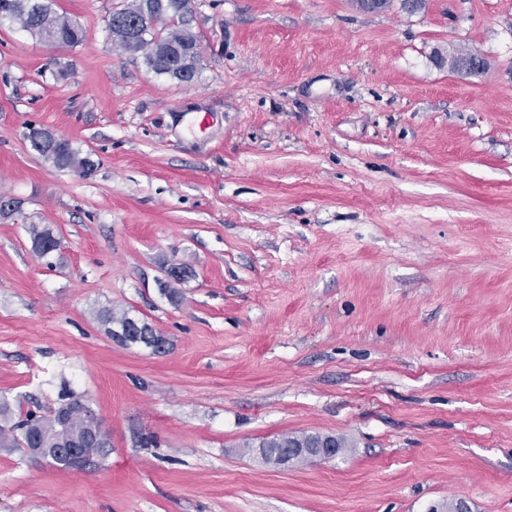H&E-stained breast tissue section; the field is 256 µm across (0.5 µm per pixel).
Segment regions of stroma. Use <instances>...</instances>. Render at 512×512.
<instances>
[{
    "mask_svg": "<svg viewBox=\"0 0 512 512\" xmlns=\"http://www.w3.org/2000/svg\"><path fill=\"white\" fill-rule=\"evenodd\" d=\"M127 2L55 0L74 47L0 24V396L70 389L112 443L80 472L0 449V512H512V0H195L191 84L113 47ZM459 47L486 71L437 63ZM103 307L170 352L113 343ZM301 432L353 446L246 449ZM58 152L45 161L52 163L61 169H73L80 172H88L95 166L88 156H81V151L71 141L58 137ZM327 437L332 438L334 442H330L321 448L305 447L306 445L319 444L322 438ZM334 443L337 447V454L344 453L348 448H352V445L345 438H336L335 436L322 435L320 433L282 434L269 440H263L259 444L262 448L266 449L268 455L267 462H275L274 457L282 448L278 464L291 465L293 461L304 452H308L313 460H328L335 457ZM288 445H294L298 448H288ZM312 459L305 457L296 461L294 464H304L311 462Z\"/></svg>",
    "mask_w": 512,
    "mask_h": 512,
    "instance_id": "obj_1",
    "label": "stroma"
}]
</instances>
